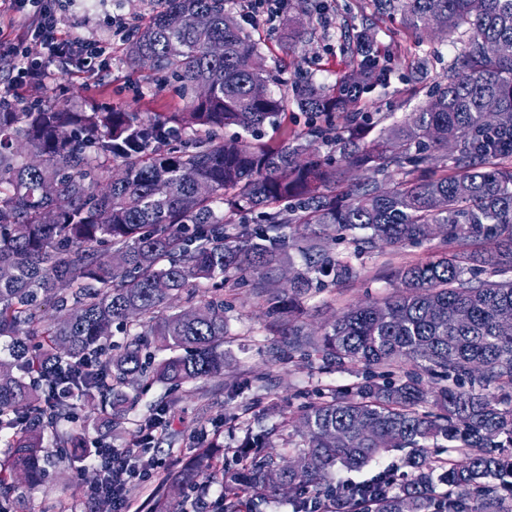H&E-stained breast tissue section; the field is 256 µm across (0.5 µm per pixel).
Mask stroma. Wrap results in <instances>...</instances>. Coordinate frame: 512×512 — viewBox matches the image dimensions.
Listing matches in <instances>:
<instances>
[{
    "instance_id": "1",
    "label": "stroma",
    "mask_w": 512,
    "mask_h": 512,
    "mask_svg": "<svg viewBox=\"0 0 512 512\" xmlns=\"http://www.w3.org/2000/svg\"><path fill=\"white\" fill-rule=\"evenodd\" d=\"M334 11L325 15L302 16L301 0L288 5L273 24L258 22L247 30L259 39L269 68L279 74L283 91L306 78L323 85L335 84L349 69L351 55L347 36L363 25L378 29L381 64L389 72L383 85L365 94L359 111L372 115L374 130L389 127L407 112L422 105L433 87L441 82L460 50L449 42H419L417 36L399 22L360 10L359 0H335ZM152 0H57L56 11L62 16L63 30L72 36L92 35L101 39L112 36V18L124 16L135 23L148 13ZM302 18L304 34L299 41L286 43L283 32L288 21ZM124 43H116L109 66L93 79L58 66L50 84L39 91H23L27 102L49 99L76 111L127 109L138 112H178L183 100L175 88L156 90L147 80L146 70L131 65L124 54ZM418 56L428 59L423 79H413L408 65ZM339 257L350 259L357 275L343 284L313 291L299 303L300 319L308 329L322 331L349 306L381 302L396 287L388 273L405 261L425 258L429 245L403 248H374L356 253L354 245H333ZM225 300L233 308L228 312V334L224 338V370L215 376L169 391L154 384L135 402L127 429L113 431L106 441L124 448L133 439L136 419L147 415L158 404H166L172 416L170 434L159 444L158 455L177 468L192 461L198 438L217 442L215 453L221 463H230L246 431L274 430L277 448L299 442L300 437L287 418L293 417L320 390H350L361 380L357 368L336 367L301 354L282 358L285 325L266 316L264 298L246 286L228 287ZM392 471L397 483H404L407 470L401 454H383L364 468L350 471L335 467L329 479L333 484L351 486L370 480L382 471ZM96 468L80 466L68 460L58 462L52 480L40 486L21 485L18 512H86L87 492L98 478Z\"/></svg>"
}]
</instances>
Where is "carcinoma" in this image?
I'll return each instance as SVG.
<instances>
[{
  "label": "carcinoma",
  "mask_w": 512,
  "mask_h": 512,
  "mask_svg": "<svg viewBox=\"0 0 512 512\" xmlns=\"http://www.w3.org/2000/svg\"><path fill=\"white\" fill-rule=\"evenodd\" d=\"M156 2L126 53L137 66L153 58V74L179 83L184 111L0 110L3 504L20 475L47 482V448L59 459L89 454L71 427L74 399L86 421L123 427L150 346L174 352L155 376L175 388L220 372V287L232 276L250 275L261 293L279 287L287 250L318 227L373 249L421 245L428 225L444 224L442 248L398 266L400 289L384 302L349 309L321 335L288 322V351L358 367L363 381L299 415L302 446L288 468L270 451L273 432L247 433L234 467L222 469L221 512H257L285 487L310 486L319 496L306 512L336 501L343 512H512L496 484L512 477V122L489 123L512 114V0H370L407 30L461 44L429 99L371 143L370 116L350 111L388 71L370 29L348 36L356 70L333 87L295 83L306 130L289 143L263 141L288 99L269 90L277 75L259 42L225 0ZM199 14L204 28L192 22ZM218 41L222 57L210 53ZM319 142L340 156L315 154ZM186 170L210 191L200 194ZM354 170L372 175L355 182ZM301 256L291 295L268 298L278 310L322 286L312 271L334 283L354 275L320 245ZM184 294L197 306L170 312ZM48 305L56 318H46ZM130 307L139 332L114 353L109 330L132 324ZM460 311L467 321L456 320ZM167 412L160 405L139 421L129 447H153L148 432L167 428ZM441 442L465 461L425 455ZM392 450L405 451L411 472L400 493H390L391 474L328 482L334 467L358 470ZM217 462L207 448L164 482L204 492Z\"/></svg>",
  "instance_id": "cac0c4a2"
}]
</instances>
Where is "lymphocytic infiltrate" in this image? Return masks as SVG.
<instances>
[{
    "mask_svg": "<svg viewBox=\"0 0 512 512\" xmlns=\"http://www.w3.org/2000/svg\"><path fill=\"white\" fill-rule=\"evenodd\" d=\"M53 2L0 0V45H7L11 64V75L0 86V102L20 104L21 90L47 86L55 64L95 76L101 70L100 59L111 57V41L62 34ZM29 40L41 45L43 57L24 51L23 45ZM93 464L102 474L95 493L111 500L112 512H130L124 489L131 477L140 474L149 479L154 473L153 468L138 467L127 451L109 446L97 448Z\"/></svg>",
    "mask_w": 512,
    "mask_h": 512,
    "instance_id": "obj_1",
    "label": "lymphocytic infiltrate"
}]
</instances>
